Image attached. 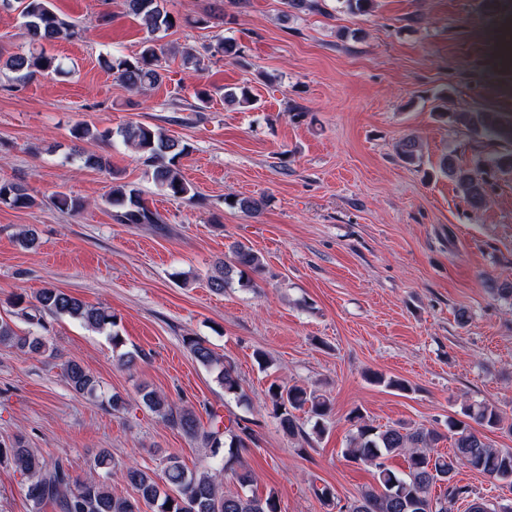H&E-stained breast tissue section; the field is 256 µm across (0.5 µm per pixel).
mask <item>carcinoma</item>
Returning <instances> with one entry per match:
<instances>
[{
	"label": "carcinoma",
	"instance_id": "1",
	"mask_svg": "<svg viewBox=\"0 0 512 512\" xmlns=\"http://www.w3.org/2000/svg\"><path fill=\"white\" fill-rule=\"evenodd\" d=\"M168 0H122L123 14L140 21L152 35L168 31L178 25L170 16ZM323 0H285L288 14L322 11ZM17 4L28 37L29 48L14 53L3 62V67L25 81L38 74L65 72L64 63L46 53L44 45L53 41L71 40L80 29L72 22L58 16L52 0H0L1 6ZM236 61L240 49L230 39H220L207 49V54L187 50L181 55L182 66L193 72L203 69L205 56L216 55ZM100 64L129 92L145 94L160 85L164 68L160 62L155 40L143 43L139 55L133 59L118 54H106ZM224 101L250 106V90L240 87L224 91ZM437 116L450 122L461 123L475 134L512 146V117L500 112L476 110L471 112H439ZM140 154L149 168L152 181L167 195L191 200L196 196L192 185L180 174L176 164L187 153L181 141L165 135L147 125L130 123L117 131L94 130L80 124L72 130V137L79 141L112 143L113 137ZM397 153L407 164L422 159V145L414 136H406L397 144ZM68 161H79L85 167L112 173L110 204L117 208L116 220L121 224H159V215L143 201L141 192L122 181L121 173L112 167L111 156L106 153H89L79 145L71 147ZM441 172L452 178L461 189L471 208L482 209L488 203L487 180L479 168L460 165L449 154L440 160ZM35 203L28 187L21 182L0 181V205L13 208L29 207ZM231 205L251 215L260 214L264 201L251 197L237 198ZM265 268L261 254L243 243L230 247V258L216 261L208 286L216 293L236 283L251 286V275ZM15 304L21 306V315L28 330L17 329L13 320L0 317V347L21 355H53L55 347L44 337L48 331L46 318H62L80 322L90 330L107 331L115 348L123 346L118 332L117 318L103 307L90 306L80 298L52 286L40 289L34 301L27 304L18 295ZM186 346L197 363L216 374L217 382L224 388V395L238 400L244 397L240 379L229 363L220 360L204 342L187 338ZM62 374L77 394L99 399L114 412L126 409L125 400L118 395L105 396L101 381L75 359L62 363ZM142 403L161 416L173 427L192 439H199L209 447L212 457H221L222 470L231 476L238 488H226L207 474L188 469L180 457L171 454L166 458L161 473L137 466L125 467L126 481L136 490L134 497L112 494L106 480L100 475H90L83 480L73 478L64 460L48 462L42 455L17 437L8 444L0 443V463L8 462L25 477L23 487L26 500L33 512H41L48 502L54 503L59 512H278L276 496L248 494L246 488L256 482L255 473L241 459V452L255 441L253 431L241 424L226 425L216 411L209 412L208 427L201 426L196 415L169 402L168 398L143 386L139 390ZM272 415L288 435L305 433L299 413L307 414L313 421L312 430L322 435L327 430L330 414L329 401L304 387L271 384L267 390ZM466 416L480 426L494 429L501 425L502 415L490 401H482L466 409ZM350 420L355 431L350 436L345 454L353 462L369 464L375 468L377 484L363 491L359 497L339 507V512H448V500L468 498L466 486L452 484L456 464L460 461L470 468L499 480L512 479V448H496L485 435L469 424L450 419L448 434L452 441V454H433L432 449L442 439V434L424 425L410 426L396 423L384 428L375 426L354 411ZM402 455L407 459V471L398 472L387 465L391 456ZM116 463L106 449L94 457V470L110 474ZM447 485L442 495L434 494L437 484Z\"/></svg>",
	"mask_w": 512,
	"mask_h": 512
}]
</instances>
